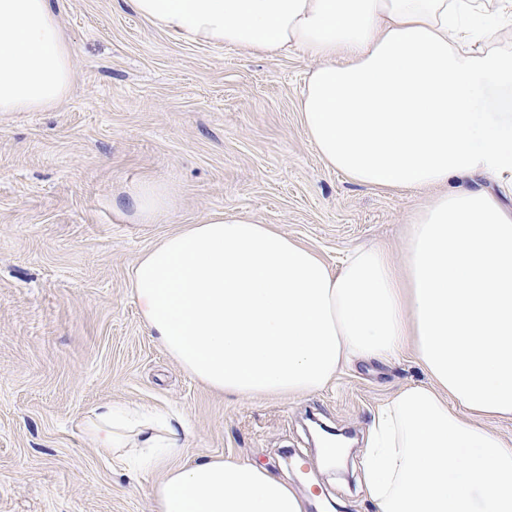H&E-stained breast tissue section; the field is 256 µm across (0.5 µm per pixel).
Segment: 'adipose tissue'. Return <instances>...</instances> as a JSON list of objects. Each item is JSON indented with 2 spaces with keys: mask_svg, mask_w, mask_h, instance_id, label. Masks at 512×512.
Returning <instances> with one entry per match:
<instances>
[{
  "mask_svg": "<svg viewBox=\"0 0 512 512\" xmlns=\"http://www.w3.org/2000/svg\"><path fill=\"white\" fill-rule=\"evenodd\" d=\"M173 39L314 58L299 101L326 168L371 188H437L410 220L405 256L356 248L339 269L253 218L225 213L170 234L130 273L142 321L209 388L298 398L360 361L413 355L427 376L372 414L360 483L377 512H512V123L482 130L479 80L512 89V50L481 43L483 0H129ZM70 47L51 0H0V112L69 93ZM149 224L175 191H129ZM104 455L161 471L156 512H305L288 482L240 458L182 462L181 416L103 404L82 421Z\"/></svg>",
  "mask_w": 512,
  "mask_h": 512,
  "instance_id": "1",
  "label": "adipose tissue"
}]
</instances>
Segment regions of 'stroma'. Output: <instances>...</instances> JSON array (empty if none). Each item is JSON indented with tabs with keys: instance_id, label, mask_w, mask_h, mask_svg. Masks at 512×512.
<instances>
[{
	"instance_id": "obj_1",
	"label": "stroma",
	"mask_w": 512,
	"mask_h": 512,
	"mask_svg": "<svg viewBox=\"0 0 512 512\" xmlns=\"http://www.w3.org/2000/svg\"><path fill=\"white\" fill-rule=\"evenodd\" d=\"M74 83L43 112H0V512H156V471L112 464L81 421L112 403L178 411L186 456L242 457L329 512H376L357 483L375 407L425 382L412 356L360 363L300 398L234 399L150 335L131 295L138 257L216 212L245 215L338 266L355 248L405 254L430 188L377 190L326 170L298 102L315 61L178 42L126 0H52ZM165 180L173 210L129 217L126 188ZM353 436L324 469L308 414Z\"/></svg>"
}]
</instances>
